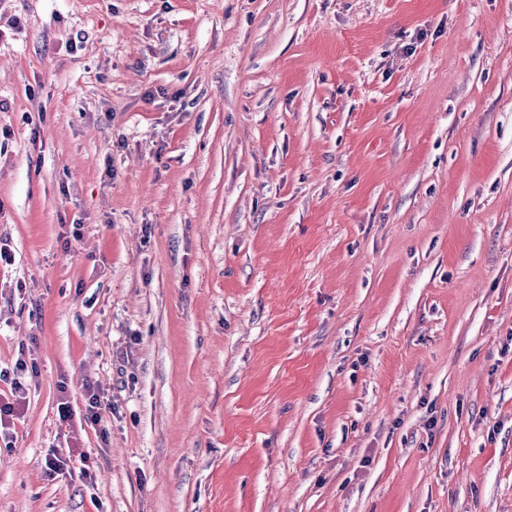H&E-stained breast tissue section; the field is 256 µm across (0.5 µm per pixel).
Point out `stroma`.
I'll list each match as a JSON object with an SVG mask.
<instances>
[{"label":"stroma","mask_w":512,"mask_h":512,"mask_svg":"<svg viewBox=\"0 0 512 512\" xmlns=\"http://www.w3.org/2000/svg\"><path fill=\"white\" fill-rule=\"evenodd\" d=\"M0 247V512H512V0H0ZM26 364L21 360H18L15 364V371L13 370V375L16 376L11 378L10 372L4 371L2 374V370L0 371V380L2 378L4 381L10 383V394L11 399L4 397L3 399L0 397V432L2 436V427L5 428L6 425H10V421L18 414L19 405L25 399V391L26 388L24 384L20 381V375L26 368ZM11 400V401H10ZM107 412L112 413V403L97 386L86 384L83 419L87 425L90 424L95 429L99 428L104 438L108 435L106 425H104V417Z\"/></svg>","instance_id":"1"}]
</instances>
